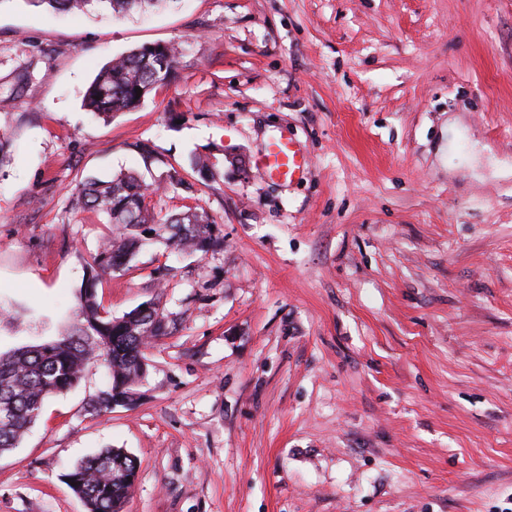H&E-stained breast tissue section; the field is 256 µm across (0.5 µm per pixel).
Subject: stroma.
Wrapping results in <instances>:
<instances>
[{
	"label": "stroma",
	"instance_id": "stroma-1",
	"mask_svg": "<svg viewBox=\"0 0 512 512\" xmlns=\"http://www.w3.org/2000/svg\"><path fill=\"white\" fill-rule=\"evenodd\" d=\"M153 43L182 48L170 80L87 113L99 69ZM279 139L301 179L259 172ZM0 141L1 351L75 317L108 236L72 209L79 182L138 172L149 211L201 208L224 234L103 277L112 316L155 301L175 329L133 405L90 411L98 361L46 401L0 456V512H86L65 474L106 447L140 463L125 512H512V0H166L121 18L0 0Z\"/></svg>",
	"mask_w": 512,
	"mask_h": 512
}]
</instances>
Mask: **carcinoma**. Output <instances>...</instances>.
Wrapping results in <instances>:
<instances>
[{"label":"carcinoma","instance_id":"carcinoma-1","mask_svg":"<svg viewBox=\"0 0 512 512\" xmlns=\"http://www.w3.org/2000/svg\"><path fill=\"white\" fill-rule=\"evenodd\" d=\"M56 12L90 13L110 9L115 15L153 6L161 0H24ZM179 47L151 44L110 60L87 87L83 106L105 121L137 108L157 86L171 77ZM141 89L136 94L135 89ZM149 185L132 172L109 180L89 178L71 192L76 209L102 215L116 230L88 263L79 290L76 324L67 332L40 343L0 353V454L19 446L38 420L45 401L77 386L91 360L102 361L109 384L91 399L89 408L102 415L112 410V392L132 400L141 379L139 361L145 358L146 337L170 334L168 316L156 304L114 318L98 301L103 275L126 268L153 238L175 250L203 255L223 243L220 225L204 210L188 209L157 221L145 206ZM138 473L136 458L120 448H106L75 465L67 476L87 512H123Z\"/></svg>","mask_w":512,"mask_h":512}]
</instances>
